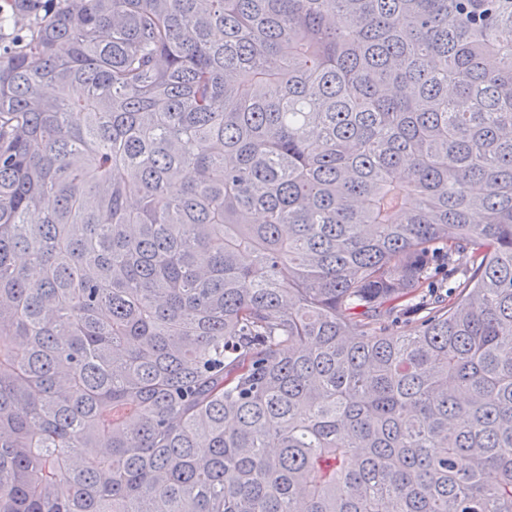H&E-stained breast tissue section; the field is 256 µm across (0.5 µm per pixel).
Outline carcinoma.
<instances>
[{
	"mask_svg": "<svg viewBox=\"0 0 512 512\" xmlns=\"http://www.w3.org/2000/svg\"><path fill=\"white\" fill-rule=\"evenodd\" d=\"M5 2L0 512H512V0Z\"/></svg>",
	"mask_w": 512,
	"mask_h": 512,
	"instance_id": "obj_1",
	"label": "carcinoma"
}]
</instances>
